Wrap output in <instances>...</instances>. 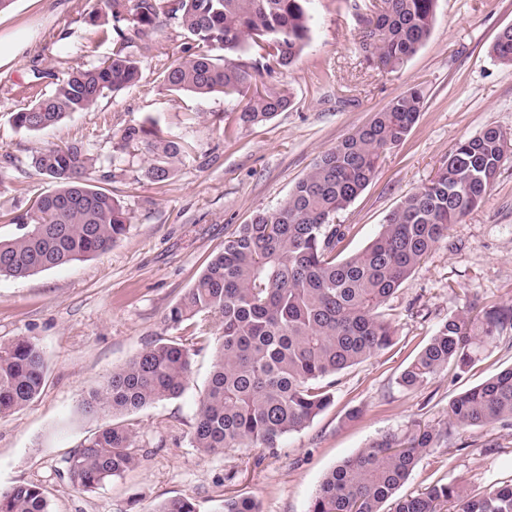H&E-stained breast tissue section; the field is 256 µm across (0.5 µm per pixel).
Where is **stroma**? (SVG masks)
Segmentation results:
<instances>
[{
    "instance_id": "stroma-1",
    "label": "stroma",
    "mask_w": 512,
    "mask_h": 512,
    "mask_svg": "<svg viewBox=\"0 0 512 512\" xmlns=\"http://www.w3.org/2000/svg\"><path fill=\"white\" fill-rule=\"evenodd\" d=\"M371 0H310L311 37L296 62L274 75L293 105L255 127L234 121L238 105L220 94L172 93L156 77L176 63L187 35L159 26L140 50L141 75L88 112L31 133L12 114L27 105L22 88L34 70L86 67L108 56L105 0H13L0 11V237L18 232L4 215L24 210L31 190L54 185L29 167L35 150L89 141L104 157L122 156L109 181L92 172L124 206L126 233L106 253L25 278L0 277V343L27 337L45 352L40 394L0 419V490L20 482L43 487L51 512H148L154 502L190 498L197 512H220L225 496L253 497L261 512H309L324 476L382 434L449 425L459 393L512 366V332L484 347L467 371H442L404 388L399 377L448 315L476 304L512 302V161L484 201L438 243L385 305L396 329L392 346L331 378L330 406L274 448L202 454L192 443L198 399L208 384L216 338L193 347L184 393L128 414L144 450L140 464L94 493L75 491L59 472L100 418L82 402L113 371L158 340L184 338L169 309L190 288L239 225L283 201L320 154L366 122L391 98L419 86L425 103L407 138L382 156L377 173L338 221L353 225L346 254L365 248L386 216L443 166L463 138L488 128L512 133V64L490 53L512 26V0H439L431 34L397 71L369 66L358 51ZM157 120L188 141L192 153L162 183L145 170L144 147L122 148L131 124ZM359 410L349 419L351 410ZM447 446L424 456L399 493L462 481L468 491L512 481V428H453ZM236 472L234 483L224 476Z\"/></svg>"
}]
</instances>
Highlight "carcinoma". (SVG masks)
I'll list each match as a JSON object with an SVG mask.
<instances>
[{"instance_id": "cac0c4a2", "label": "carcinoma", "mask_w": 512, "mask_h": 512, "mask_svg": "<svg viewBox=\"0 0 512 512\" xmlns=\"http://www.w3.org/2000/svg\"><path fill=\"white\" fill-rule=\"evenodd\" d=\"M309 0H106L112 54L67 73L46 94L45 73L27 87L31 101L13 113L29 132L54 127L92 109L109 92L140 77L136 41L171 21L193 40L186 56L163 71L160 84L174 93L220 92L243 105L235 120L251 126L292 104L288 89L253 85L255 76L289 68L310 39ZM438 0H382L364 21L363 59L393 71L415 55L430 35ZM491 53L512 64V27L503 28ZM424 104L412 87L388 101L365 124L324 151L277 207L256 213L194 285L169 310L175 327L204 316L219 326V347L207 387L199 397L192 431L205 455L242 446L273 448L308 426L331 404L320 382L391 346L395 331L382 311L423 257L477 207L512 159V135L488 128L456 143L434 178L388 214L361 251L343 255L354 226L338 224L374 178L382 155L406 139ZM126 147L146 145L147 175L163 182L187 146L163 134L158 122L130 125ZM99 158L74 141L36 151L31 166L55 183L36 192L24 211L9 218L22 233L0 239V276L24 278L103 253L126 232L128 217L112 190L90 183ZM512 329V304L448 316L404 369L400 384L417 387L449 365L465 371L481 349ZM192 373L183 340L158 342L112 372L84 399L87 414L133 413L180 396ZM45 381L42 348L28 338L0 344V418L39 395ZM450 423L460 427L512 426V367L456 396ZM448 441V428L419 427L387 433L336 465L321 481L310 512H512V482L472 494L459 483L436 484L416 496L396 492L419 460ZM140 462L135 431L106 423L63 459L74 490L91 493ZM0 512H49L43 489L21 483L0 491ZM149 512H196L188 498H171ZM222 512H261L248 496L224 499Z\"/></svg>"}]
</instances>
